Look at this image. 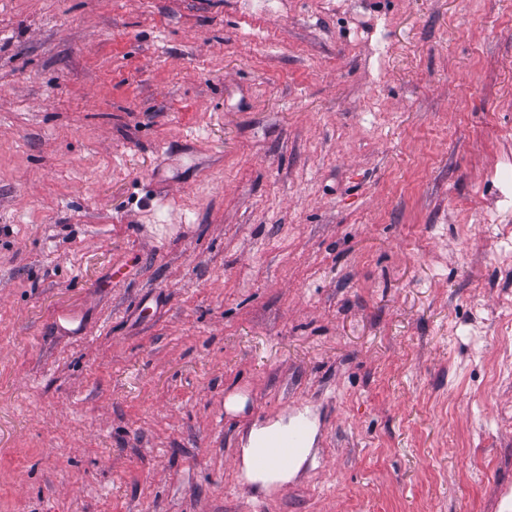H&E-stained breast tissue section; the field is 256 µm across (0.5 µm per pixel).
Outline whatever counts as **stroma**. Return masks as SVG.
Here are the masks:
<instances>
[{
    "mask_svg": "<svg viewBox=\"0 0 512 512\" xmlns=\"http://www.w3.org/2000/svg\"><path fill=\"white\" fill-rule=\"evenodd\" d=\"M511 339L512 0H0V512H512ZM308 434V424L300 420L292 422L291 425L289 423L288 431L266 434L259 445L261 449L253 459V470L264 473L285 467L295 459L297 450L302 448L297 456V461L300 460L308 450Z\"/></svg>",
    "mask_w": 512,
    "mask_h": 512,
    "instance_id": "35a3bbf8",
    "label": "stroma"
}]
</instances>
